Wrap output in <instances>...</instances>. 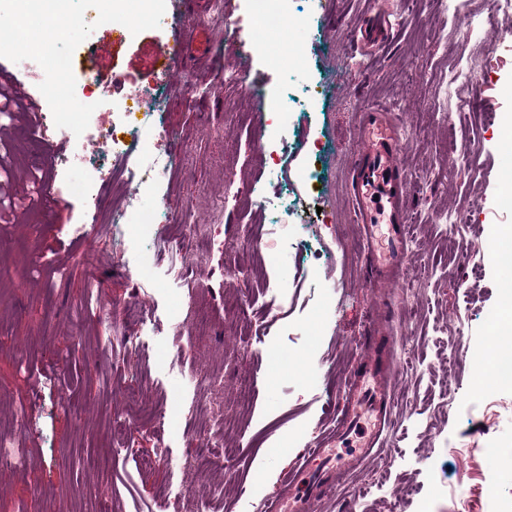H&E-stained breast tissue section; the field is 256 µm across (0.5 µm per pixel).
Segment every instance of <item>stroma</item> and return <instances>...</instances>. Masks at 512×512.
I'll use <instances>...</instances> for the list:
<instances>
[{"mask_svg":"<svg viewBox=\"0 0 512 512\" xmlns=\"http://www.w3.org/2000/svg\"><path fill=\"white\" fill-rule=\"evenodd\" d=\"M392 3L394 37L366 53L355 38L372 0H337L335 33L318 0H307L306 24L293 35L304 64L290 75L265 55L243 65L211 8L199 13L205 65L165 72L156 50L172 34L175 0H66L84 25L60 38L72 61L63 81L77 89L95 70L121 74L123 88L104 91L95 115L121 131L143 118L135 93L157 89L170 137L142 127L135 147L178 162L160 182H140L134 168L106 186L80 171L48 173L42 139L27 136L22 121L0 119V154L18 198L15 223H0V427L28 456L0 476V512H191L197 500L206 512H258L278 496L297 454L339 419L379 319L390 353L402 358L389 376L390 423L372 458L338 476L315 512H512V386L491 381L480 398L462 401L477 374L465 354L486 346L483 314L512 284V264L488 260L484 249L493 231L512 227V213L496 203L497 129L484 119L512 120V68L480 89L471 73L489 50L512 56V19L500 21L504 37L493 43L480 0ZM130 7L138 24L113 40L99 15ZM229 72L256 80L269 98L290 91L303 102L256 139L253 101L225 83ZM366 104L399 114L402 163L418 186L405 266L420 278L403 287L366 283L348 204ZM48 180L71 183L63 208L27 207L33 182ZM255 182L264 201L246 213L225 204L231 185ZM128 202L130 224L164 209L181 216L163 234L171 247L191 241L201 264H182L171 247L144 248L136 233L119 239L107 219ZM469 210L473 223H451ZM95 213L93 242H79L73 225ZM219 232L260 239L250 289L226 275L232 254L213 248ZM144 261L153 277L140 283L133 274ZM134 293L146 316L132 355L106 339L97 312L111 303L121 322L120 305ZM232 297L245 298V308L228 306ZM279 346L292 353L289 366L273 358ZM452 352L461 357L453 368ZM203 374L209 385H199ZM146 402L164 422L142 416ZM25 405L34 415L20 427L14 412ZM117 416L137 426L125 450L112 434ZM228 447L237 451L234 481L224 469L188 464L197 451L220 457Z\"/></svg>","mask_w":512,"mask_h":512,"instance_id":"obj_1","label":"stroma"}]
</instances>
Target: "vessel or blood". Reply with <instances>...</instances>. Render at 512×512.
<instances>
[{"label": "vessel or blood", "mask_w": 512, "mask_h": 512, "mask_svg": "<svg viewBox=\"0 0 512 512\" xmlns=\"http://www.w3.org/2000/svg\"><path fill=\"white\" fill-rule=\"evenodd\" d=\"M194 41L181 26H174L171 40L161 44L158 56L165 64L188 62ZM397 114L378 104L360 109L359 149L351 166L349 194L355 221L361 224L368 257L366 280L376 288L391 287L403 266L409 231V209L416 188L409 181L400 159L403 142ZM385 336H377L362 369L348 386L352 410L340 434L321 440L315 448L303 449L284 485L300 484V493L272 501L267 512H313L325 487L352 462L367 458L387 426L392 405L387 391ZM323 457L324 467L311 469L312 456Z\"/></svg>", "instance_id": "1"}]
</instances>
